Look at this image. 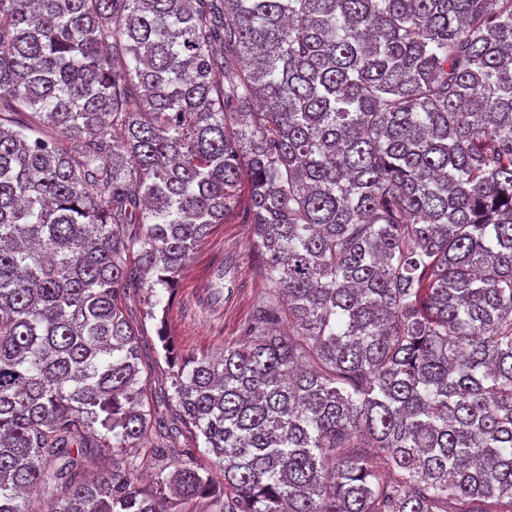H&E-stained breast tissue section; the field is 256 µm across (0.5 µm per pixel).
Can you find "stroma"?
Instances as JSON below:
<instances>
[{
    "instance_id": "stroma-1",
    "label": "stroma",
    "mask_w": 512,
    "mask_h": 512,
    "mask_svg": "<svg viewBox=\"0 0 512 512\" xmlns=\"http://www.w3.org/2000/svg\"><path fill=\"white\" fill-rule=\"evenodd\" d=\"M246 203V198H239L237 208L211 229L192 255L177 281L165 323L146 317L145 291L134 292L129 303L128 315L141 332L146 396L152 409L166 421L175 419L166 403L173 368L163 357L158 327L166 328L179 358L214 354L241 343L243 329L266 292L262 260L252 245V227L241 219ZM225 265L230 272L220 281L224 298L216 304L210 293L218 282V269Z\"/></svg>"
}]
</instances>
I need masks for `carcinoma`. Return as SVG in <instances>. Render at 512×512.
Returning a JSON list of instances; mask_svg holds the SVG:
<instances>
[{
  "label": "carcinoma",
  "mask_w": 512,
  "mask_h": 512,
  "mask_svg": "<svg viewBox=\"0 0 512 512\" xmlns=\"http://www.w3.org/2000/svg\"><path fill=\"white\" fill-rule=\"evenodd\" d=\"M243 187L265 296L168 395L215 470L144 490L129 293L156 317ZM50 485L512 512V0H0V512Z\"/></svg>",
  "instance_id": "1"
}]
</instances>
